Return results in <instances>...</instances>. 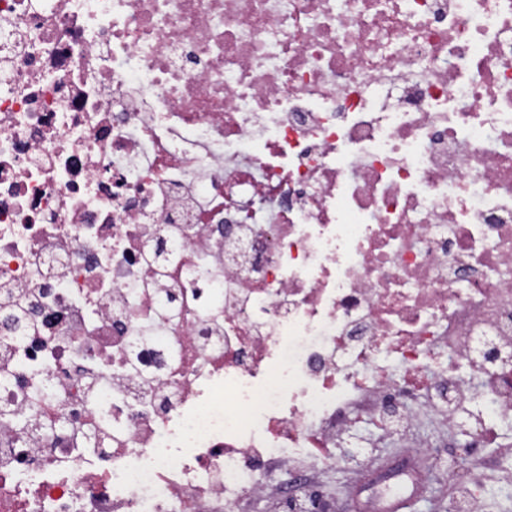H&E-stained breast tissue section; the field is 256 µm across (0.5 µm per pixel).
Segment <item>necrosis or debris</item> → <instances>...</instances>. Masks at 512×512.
<instances>
[{
    "label": "necrosis or debris",
    "mask_w": 512,
    "mask_h": 512,
    "mask_svg": "<svg viewBox=\"0 0 512 512\" xmlns=\"http://www.w3.org/2000/svg\"><path fill=\"white\" fill-rule=\"evenodd\" d=\"M20 298L0 408L68 427L0 426V512H316L420 398L504 447L512 0H0ZM45 397V394L41 392L40 388L34 389L31 394L27 409L20 413H14L13 415L4 414L3 418L10 420L15 427L19 430L28 431L32 427L36 430H40L43 433H51L54 429H59L61 427L60 424H56L54 426H44L40 420V411L42 406V399Z\"/></svg>",
    "instance_id": "necrosis-or-debris-1"
}]
</instances>
